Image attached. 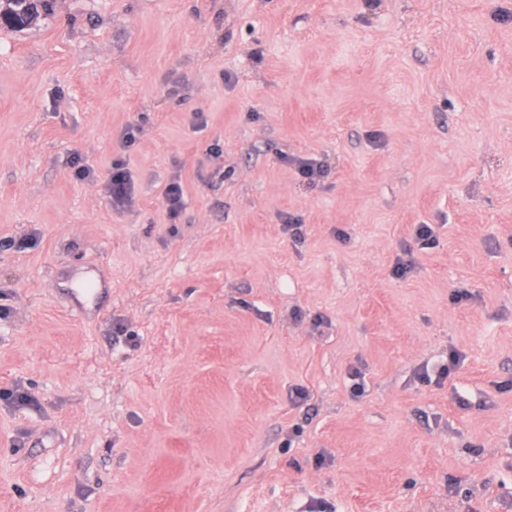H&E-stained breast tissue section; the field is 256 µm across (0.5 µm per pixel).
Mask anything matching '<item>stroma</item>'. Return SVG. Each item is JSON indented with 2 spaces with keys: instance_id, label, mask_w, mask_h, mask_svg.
Wrapping results in <instances>:
<instances>
[{
  "instance_id": "35a3bbf8",
  "label": "stroma",
  "mask_w": 512,
  "mask_h": 512,
  "mask_svg": "<svg viewBox=\"0 0 512 512\" xmlns=\"http://www.w3.org/2000/svg\"><path fill=\"white\" fill-rule=\"evenodd\" d=\"M0 512H512V0L0 23ZM106 190L114 209L121 210L134 203L135 183L131 173L122 165L113 167L112 175L106 184Z\"/></svg>"
}]
</instances>
